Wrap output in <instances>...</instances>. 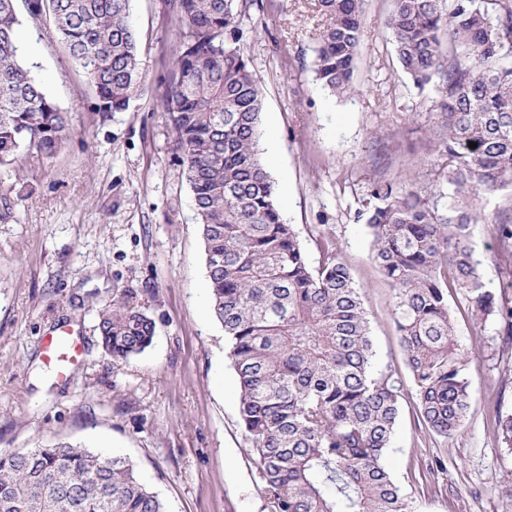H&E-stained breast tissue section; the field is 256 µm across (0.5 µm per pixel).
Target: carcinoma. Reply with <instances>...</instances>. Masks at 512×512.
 <instances>
[{
	"label": "carcinoma",
	"instance_id": "1",
	"mask_svg": "<svg viewBox=\"0 0 512 512\" xmlns=\"http://www.w3.org/2000/svg\"><path fill=\"white\" fill-rule=\"evenodd\" d=\"M18 0H0V164L26 147L46 158L66 117L23 65ZM49 21L85 69L99 111L124 110L140 70L130 0H23ZM184 41L172 61L163 112L186 171L206 256L211 308L239 384V417L256 456L269 512H414L385 465L402 400L433 434L461 428L472 390L468 353L455 338L448 287L468 297L476 322L501 325L512 344V302L486 288L470 226L491 224L497 257L512 263V215L489 217L481 191L512 186V0H394L387 20L402 70L435 83L429 130L448 160L440 196L377 181L359 218L372 259L392 284L394 322L412 385L374 366L369 320L350 269L326 241L310 264L284 222L259 152L263 93L238 46L248 0H171ZM329 22L314 71L331 92L350 90L364 0H317ZM456 46L441 52V34ZM476 147H469V143ZM105 351L128 360L155 323L121 296L98 313ZM512 448V412H496ZM0 512H167L124 456L67 444L0 454Z\"/></svg>",
	"mask_w": 512,
	"mask_h": 512
}]
</instances>
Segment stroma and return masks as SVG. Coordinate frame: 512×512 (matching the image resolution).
Wrapping results in <instances>:
<instances>
[{"mask_svg": "<svg viewBox=\"0 0 512 512\" xmlns=\"http://www.w3.org/2000/svg\"><path fill=\"white\" fill-rule=\"evenodd\" d=\"M392 7L366 0L348 94L315 79L325 23L316 0H255L238 37L263 90L260 147L283 219L310 263L320 240L336 244L361 293L376 367L405 376L394 290L357 214L378 180L441 194L448 184L429 142L435 89L415 87L402 71L386 27ZM130 23L140 88L120 112L98 111L85 69L48 21L25 16L18 28L23 63L68 125L54 156L30 149L0 165V452L66 443L118 453L168 512H268L210 306L193 195L161 103L183 32L169 0H132ZM470 242L487 288L512 300V265L499 263L492 225H472ZM123 295L156 328L143 353L116 361L99 342L98 312ZM448 300L470 353L469 414L445 440L403 401L385 464L416 512H512L504 488L512 450L493 430L496 409H512V346L495 320H472L462 292ZM61 325L83 346L64 380L42 348Z\"/></svg>", "mask_w": 512, "mask_h": 512, "instance_id": "35a3bbf8", "label": "stroma"}]
</instances>
